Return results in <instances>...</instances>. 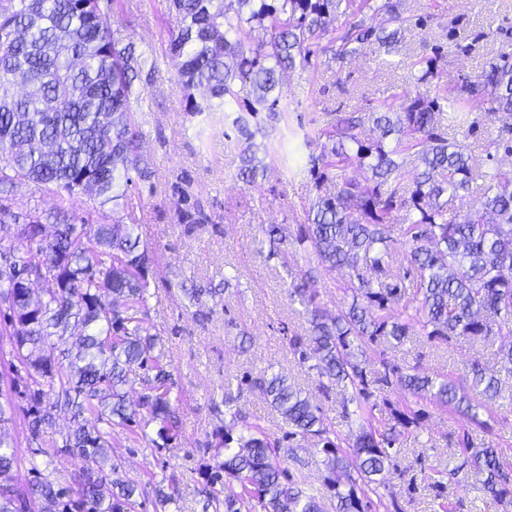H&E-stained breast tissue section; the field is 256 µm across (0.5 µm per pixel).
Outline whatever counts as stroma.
Wrapping results in <instances>:
<instances>
[{
  "label": "stroma",
  "mask_w": 512,
  "mask_h": 512,
  "mask_svg": "<svg viewBox=\"0 0 512 512\" xmlns=\"http://www.w3.org/2000/svg\"><path fill=\"white\" fill-rule=\"evenodd\" d=\"M405 6L408 14L425 17L427 25L406 31L393 58L373 48L342 62L321 53L306 69L285 76L281 105L288 111V121L266 126L255 138L259 144H274L278 152L264 157V177L247 185L238 178L245 142L225 137L223 125H202L185 111L177 81L179 61L167 51L166 32L176 20L169 16L166 0H116L110 16L113 28L154 55L157 71L132 105L153 175L139 185L140 204L116 207L113 216L134 225L142 246L158 263L142 316L151 333L158 335L169 364L180 434L170 448L149 443L154 427L140 404L144 372L135 368L124 387L134 423L113 428L111 446L127 477L162 483L174 499L172 512H205L199 468L207 460L203 445L216 424L212 407L225 395L236 396L242 417L259 425L270 440L284 441L287 424L259 391L248 389L247 379L283 373L310 393L336 434L347 437L358 430L357 422L343 411L342 389L320 392L316 373L301 367L288 346L289 336L307 334L309 329L303 307L288 295L292 276L303 270L305 261L283 265L259 228L285 224L294 230L306 219L317 191L302 145L304 133L330 128L337 117L367 112L393 94L420 91L415 62L435 46L444 56L440 85L451 87L474 77L506 47L504 39L487 38V29L512 32V0H405ZM509 126L512 114L500 112L479 116L477 128L467 137H460L453 126L447 133L449 140L463 141L473 167L485 172L512 167V156L494 147ZM180 177L211 222H179L171 186ZM10 206L21 215L44 217L62 211L77 220L90 218L96 208L86 195L63 199L31 182L14 189ZM189 288H219L223 294L196 304L185 295ZM371 357L372 368L379 373L388 365L413 368L459 384L468 382L473 363L489 370L497 367L493 348L421 334L399 345L376 344ZM421 407L419 426L408 429L399 441L396 470L382 477V501L376 512H392L394 500L402 512H441L444 503L452 512H501L472 484L448 483L442 499H435L419 475L430 465L447 470L460 466L463 458L453 448L466 432L476 446L490 442L501 448L512 465V387L493 404L488 434L431 400L422 401Z\"/></svg>",
  "instance_id": "stroma-1"
}]
</instances>
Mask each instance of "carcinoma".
<instances>
[{
	"label": "carcinoma",
	"instance_id": "cac0c4a2",
	"mask_svg": "<svg viewBox=\"0 0 512 512\" xmlns=\"http://www.w3.org/2000/svg\"><path fill=\"white\" fill-rule=\"evenodd\" d=\"M115 0H0V241L16 238L9 194L25 182L45 186L61 196L85 191L100 205L115 206L131 198L136 180L152 177L140 152L142 134L131 100L151 80L156 60L114 35L109 10ZM176 28L168 31V51L182 59L178 82L192 117L231 121L247 140L268 124L284 119L279 108L282 77L310 65L314 48L345 61L375 46L391 53L412 20L404 0H168ZM383 12L388 31L365 20L364 11ZM354 21L344 30L338 15ZM265 38L251 44L254 29ZM326 45H321L322 41ZM442 59L439 49L420 60L417 81L430 83ZM249 86L240 97V86ZM455 126L472 131L475 112H512V52L498 55L489 68L466 80L455 92L434 95L404 91L364 115L340 117L326 131L306 134L317 195L305 228L289 238L288 227H261L271 243L304 253L328 270L345 268L344 292L352 303L334 317L316 304L317 277L309 269L292 284L289 296L309 316V334L293 336L289 345L304 364L317 360L319 387L341 385L350 391L344 413L358 416L357 434L339 437L321 409L282 374L253 382L288 425V439L313 437L326 456L324 485L336 512H373L379 496L376 476L394 466L401 431L419 424L422 412L410 406L393 412L394 423H380L378 402L368 379V347L398 343L421 333L430 339L452 338L494 344L512 336V169L474 172L464 145L440 132L444 109ZM371 122L378 135L359 137ZM415 150L409 171L399 155ZM371 172L362 183L345 175L348 166ZM259 161L242 157L238 177L256 181ZM487 181L478 202L456 218L448 203L466 197L472 184ZM183 224L211 220L199 201L175 185ZM404 223H389L395 209ZM408 246L406 268L394 266V244ZM152 259L141 246L134 225L59 224L36 254H0V304L12 347L11 388L27 400L26 421L31 470L25 484L0 482V512H132L141 482L121 475V464L108 453L112 426L133 422L122 385L127 372L144 370L141 405L156 425V439L175 443L180 422L172 407L171 373L163 354H154L157 338L139 317L147 301ZM23 274L43 283L39 294L20 292L9 282ZM413 277L415 297L404 300V280ZM78 336L76 349H60L52 337ZM471 388L485 401L500 398L505 381L478 364L471 368ZM400 390L416 400L434 398L465 416L480 431L468 389L418 372L390 369ZM57 399L44 404V387ZM354 405L349 410L348 405ZM97 415L105 427L79 424L53 450L42 446L45 427L59 414L78 419ZM229 423L216 425L202 475L207 506L214 512H323L320 497L305 491L294 471L298 457L280 451L257 426L238 427L239 411ZM14 416L0 403V476L11 471L18 450L4 430ZM470 469L421 470L437 492L444 479L465 484L475 478L486 496L512 508V470L503 467L498 449L459 441ZM77 456L84 461L76 486L50 480L39 470L41 456Z\"/></svg>",
	"mask_w": 512,
	"mask_h": 512
}]
</instances>
